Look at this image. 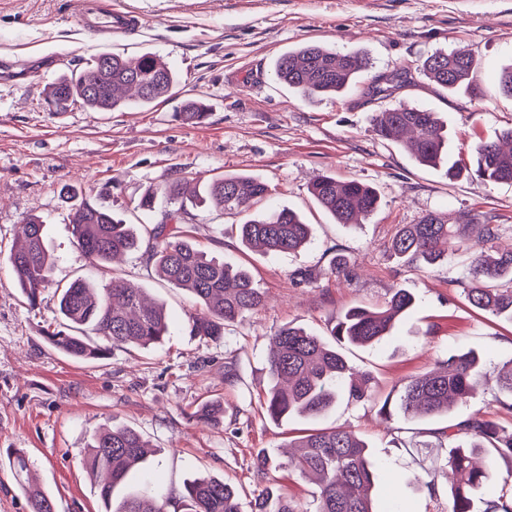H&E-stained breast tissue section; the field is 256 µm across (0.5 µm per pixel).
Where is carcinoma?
Returning <instances> with one entry per match:
<instances>
[{"label": "carcinoma", "mask_w": 512, "mask_h": 512, "mask_svg": "<svg viewBox=\"0 0 512 512\" xmlns=\"http://www.w3.org/2000/svg\"><path fill=\"white\" fill-rule=\"evenodd\" d=\"M358 53L338 54L320 45H306L280 56L275 64L277 79L303 96L340 95L351 86L354 75L368 67ZM475 67L469 50L435 53L422 64L424 75L450 91H467ZM178 80L160 58L144 54L136 60L103 53L86 68L60 76L44 92L48 110L63 113L76 103L94 112H112L131 105L147 106L172 93ZM207 106L201 101L187 104L182 115L190 122L202 121ZM374 129L384 139L403 143L423 166L437 167L446 160L447 137L437 113L424 108L395 107L379 112ZM512 142V130L475 147L476 173L483 180L512 183V150L500 142ZM269 185L247 175H226L206 186L205 194L192 195L202 205L213 198L224 210L238 214L270 194ZM314 200L338 224H355L358 217L372 213L379 198L374 188L357 180L341 181L323 176L312 183ZM72 201L69 223L82 255L98 264H108L119 255L141 252L159 276L188 291L199 309L189 317L190 334L207 343L224 339L229 328L263 302L250 271L209 256L189 239L178 224L157 225L147 238L139 236L112 211L79 199V192L66 190ZM24 240L9 256L14 282L30 304L53 285L54 268L45 247L43 221L32 216L24 220ZM499 226L471 219L450 224L440 215L428 214L416 224L403 225L386 250L398 261L411 266H430L445 255L443 245L455 243L471 254L467 301L512 322V251L491 260L485 250L493 248ZM238 236L246 247L265 252L291 253L309 241L310 228L290 210H273L238 225ZM58 312L65 328L47 333L49 343L62 353L80 360L104 356L115 346L133 345L148 349L160 345L168 334L169 319L163 306L147 301L139 288L112 279L106 288H95L83 279L56 288ZM415 296L406 288H395L383 309L355 306L348 309L329 332L331 341L294 325L282 327L274 337L268 358L265 411L281 421L293 416L317 418L342 395L361 401L368 397L371 377L357 373L342 354L347 346H371L391 334L396 319L408 313ZM488 380L480 357L472 351L454 355L437 371L408 381L399 395V407L413 420L448 413L467 403ZM501 393L512 397V362L495 375ZM224 405L216 400L202 403L197 418L216 422ZM448 443L444 469L448 474V512H512V497L477 500L478 492L491 480L488 466H478L481 456L512 459V433L505 434L492 421L476 413L439 431ZM299 448L290 458L289 469L314 474L318 490L314 509L271 490L259 493L250 504L251 512H374L372 491L376 466L369 444L354 432L343 429L312 430L295 441ZM84 464L93 475L105 473L98 484L103 512H165L168 497L149 489L120 497L135 468L154 453L136 430L114 425L92 435ZM28 495L31 512H56L52 498L41 488L21 485ZM183 512H243L238 492L215 477H197L184 484Z\"/></svg>", "instance_id": "cac0c4a2"}]
</instances>
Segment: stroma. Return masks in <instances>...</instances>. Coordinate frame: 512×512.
<instances>
[{
    "instance_id": "35a3bbf8",
    "label": "stroma",
    "mask_w": 512,
    "mask_h": 512,
    "mask_svg": "<svg viewBox=\"0 0 512 512\" xmlns=\"http://www.w3.org/2000/svg\"><path fill=\"white\" fill-rule=\"evenodd\" d=\"M78 2L0 0V54L29 68L25 79L0 84V512H31L24 483L49 490L56 512H99L95 479L82 459L91 436L112 424L134 428L156 448L146 471L170 498L166 512H179L183 485L196 474L223 478L245 502L270 485L310 501L312 480L285 469L262 473L256 456L285 453L299 432L315 427L352 429L368 442L380 465L377 512H391L398 488L402 512H448L441 471L448 450L435 430L478 413L511 433L512 409L499 403L492 385L431 419L413 421L395 408L386 420L379 408L449 355L476 352L489 369L511 361L512 322L467 302L462 251L449 248L439 265L423 270L397 263L386 246L400 226L439 213L452 224L475 217L500 225L495 249L510 251L512 183L452 179L446 169L421 166L378 136L372 117L400 105L436 112L448 129L449 160L472 164L476 143L512 129V97L496 89L512 64V0H110L142 16L143 25L109 41L78 23ZM307 43L362 53L369 65L342 96L301 98L275 80L274 62ZM463 47L476 58L469 91L448 92L420 71L427 56ZM102 53L161 58L178 75L172 96L115 112L79 104L61 116L45 110L44 86ZM191 99L207 104L204 122L181 120ZM233 174L271 188L248 215L294 210L311 237L296 253L250 251L235 231L248 215L211 202L182 215L208 255L247 267L264 295L217 343L189 335L195 299L161 279L141 254L102 267L86 259L60 196L63 185H75L126 223L151 229L175 209L161 195L172 179L200 191ZM326 174L375 188L377 210L356 224L335 223L309 192ZM150 190L158 194L154 208L140 209ZM32 215L44 222L56 284L82 278L103 288L117 276L144 289L167 307L166 342L150 350L115 347L90 361L53 348L43 331L59 320L54 289L30 305L7 265ZM339 253L350 268L334 276ZM399 287L414 293L415 308L377 344L344 351L350 365L372 377L373 400H340L313 421L266 415V357L281 327L327 336L348 308L383 305ZM229 370L236 375L231 384L224 379ZM213 399L224 404L216 425L194 415ZM11 448L24 451L26 471L9 463Z\"/></svg>"
}]
</instances>
